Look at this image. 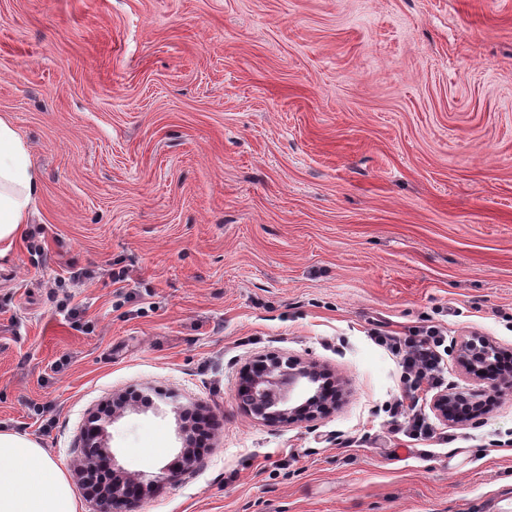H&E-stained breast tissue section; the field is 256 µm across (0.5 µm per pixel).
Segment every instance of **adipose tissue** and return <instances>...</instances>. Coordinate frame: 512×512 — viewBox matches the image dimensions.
I'll return each instance as SVG.
<instances>
[{"label":"adipose tissue","mask_w":512,"mask_h":512,"mask_svg":"<svg viewBox=\"0 0 512 512\" xmlns=\"http://www.w3.org/2000/svg\"><path fill=\"white\" fill-rule=\"evenodd\" d=\"M40 189L24 138L0 116V258L22 234ZM0 512H77L55 460L25 434L6 428H0Z\"/></svg>","instance_id":"obj_1"}]
</instances>
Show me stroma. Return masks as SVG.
I'll use <instances>...</instances> for the list:
<instances>
[{"label": "stroma", "mask_w": 512, "mask_h": 512, "mask_svg": "<svg viewBox=\"0 0 512 512\" xmlns=\"http://www.w3.org/2000/svg\"><path fill=\"white\" fill-rule=\"evenodd\" d=\"M0 116L44 228L0 262V427L47 450L78 512L88 416L144 388L154 409L108 428L126 471L173 457L181 408L213 418V450L138 512L512 497V394L463 425L432 408L472 385L461 339L512 352V0H0ZM428 323L445 384L415 392L416 441L388 423L402 370L371 334ZM270 353L329 371L336 408L248 414L242 368Z\"/></svg>", "instance_id": "1"}]
</instances>
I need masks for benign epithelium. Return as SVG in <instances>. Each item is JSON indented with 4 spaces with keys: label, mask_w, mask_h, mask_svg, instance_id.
Here are the masks:
<instances>
[{
    "label": "benign epithelium",
    "mask_w": 512,
    "mask_h": 512,
    "mask_svg": "<svg viewBox=\"0 0 512 512\" xmlns=\"http://www.w3.org/2000/svg\"><path fill=\"white\" fill-rule=\"evenodd\" d=\"M498 355L497 348L483 337L469 336L458 344L456 362L471 379L482 381ZM242 378L241 390L248 398L250 413L269 422L313 421L327 402L322 375L311 364L271 356L255 368L245 367ZM140 400L150 402L152 397L145 391H138L126 397L124 403L95 412L87 420L82 457L75 472L87 482L98 472L99 465L109 471L108 482L91 491L100 506L98 512H135L155 486L189 467L195 458L193 438L183 427L179 452L159 472L132 475L118 464L107 443V426L118 419L127 406ZM433 405L443 421L455 424L462 408L477 412L478 401L476 394L463 389L436 396Z\"/></svg>",
    "instance_id": "obj_1"
}]
</instances>
